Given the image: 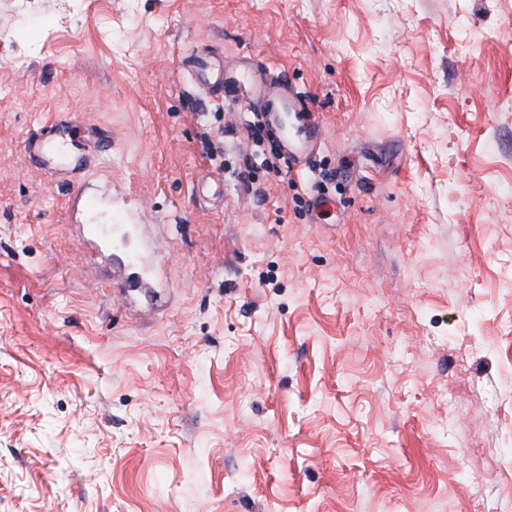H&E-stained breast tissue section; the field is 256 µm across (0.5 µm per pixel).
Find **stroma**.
Wrapping results in <instances>:
<instances>
[{
  "mask_svg": "<svg viewBox=\"0 0 512 512\" xmlns=\"http://www.w3.org/2000/svg\"><path fill=\"white\" fill-rule=\"evenodd\" d=\"M507 98L512 0H0V512H512ZM199 88L213 99L225 102H248L272 122L281 123L283 114L293 113L299 120L303 112L311 114L307 99L285 81H274L266 63L249 61L242 70L214 71V62L205 54L195 55L190 62Z\"/></svg>",
  "mask_w": 512,
  "mask_h": 512,
  "instance_id": "35a3bbf8",
  "label": "stroma"
}]
</instances>
